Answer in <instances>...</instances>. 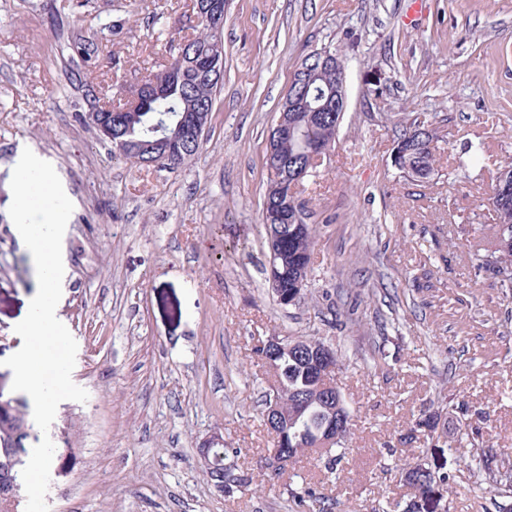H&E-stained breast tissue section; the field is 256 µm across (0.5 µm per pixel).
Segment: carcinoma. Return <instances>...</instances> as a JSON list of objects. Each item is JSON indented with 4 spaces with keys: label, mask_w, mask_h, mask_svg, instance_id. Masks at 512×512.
<instances>
[{
    "label": "carcinoma",
    "mask_w": 512,
    "mask_h": 512,
    "mask_svg": "<svg viewBox=\"0 0 512 512\" xmlns=\"http://www.w3.org/2000/svg\"><path fill=\"white\" fill-rule=\"evenodd\" d=\"M196 35L192 37L189 48L203 49L212 40L210 36V21L199 16L194 24ZM180 74L178 82L168 81V70ZM150 75L161 87V94L147 98L131 112L127 104L118 98V92L111 86L99 84L106 92L105 118L112 122V131L122 132L123 137L133 140H151L161 135H171L175 132L178 121L191 116L194 112L205 115L210 120L216 92L221 87L219 79L201 74L181 57L180 52L169 56L167 62ZM299 129L312 132L313 136L326 144L336 143V113L311 112L296 113ZM424 123L413 122L409 129L402 134L401 139L411 141L417 148L419 158L416 159V176L425 177L435 161L438 146H428L434 138L426 139L421 134ZM279 159L292 167L314 168L311 156L304 152L298 142L288 137L279 142L277 147ZM286 198L278 191L266 190L259 219V233L265 245H270L277 236L288 235V252L276 259L275 269L282 292L288 295V300L297 303L303 296L305 282L311 261V251L314 243V230L307 224L306 217L300 218V223H285L276 217L284 207ZM489 206L493 213L494 224L491 225L492 235L487 241L483 265L500 272L502 267L512 266V247L505 242L512 240V206L498 203L496 196L489 198ZM318 341L311 338H294L288 340L289 350L273 359L269 368L273 371L274 383L284 399L288 411V425L278 427L268 419H263V425L276 440V451L292 459L304 452L306 448L318 447L328 438L327 430L331 425L345 426L344 435L331 445V451L326 456L324 468L327 473H334V466L345 454L350 434V415L344 412L337 415L328 409L322 401L319 386L323 384L322 358L313 352ZM0 438L9 441L13 453L24 450L27 438V422L11 406H0ZM212 453L223 458L228 467H219L207 471L210 481L218 488L225 490L233 485L246 483L247 477L237 472V462L240 449L219 447ZM471 461L475 462L476 470L484 474V480L495 478L491 467V459L485 452H473ZM447 483L448 475L417 466L413 470L410 485L415 490L414 499L404 508V512H421V502L426 500L431 488L437 483ZM13 486L22 489L21 473L8 466L4 456L0 455V488ZM294 503L298 506L308 503L319 504V512H332L334 503L319 496L317 490L309 485L288 490Z\"/></svg>",
    "instance_id": "1"
}]
</instances>
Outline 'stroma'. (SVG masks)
<instances>
[{
    "label": "stroma",
    "instance_id": "obj_1",
    "mask_svg": "<svg viewBox=\"0 0 512 512\" xmlns=\"http://www.w3.org/2000/svg\"><path fill=\"white\" fill-rule=\"evenodd\" d=\"M189 0H0V396L75 449L50 474L49 512H300L311 484L333 512L408 503L396 459L442 467L448 512H512V301L479 271L487 198L512 163V0H226L224 81L197 155L174 171L115 156L88 118L77 42L100 44L104 78L146 74L191 36ZM346 64L336 145L301 188L315 245L299 306L265 281L258 233L269 131L298 63ZM440 150L427 179L391 163L413 121ZM57 172L74 209L62 240L57 318L77 342L73 382L48 433L3 366L35 288L9 216L19 151ZM275 335L323 341L353 415L333 481L313 455L269 478L261 413L272 379L254 349ZM497 460V486L467 468L466 425ZM253 482L218 491L198 448L212 433ZM288 493L291 495L294 503L297 506L306 505L309 507V503H316L319 504V511L320 512H331L333 510V506L335 503H332L331 500L320 497L319 493H317V490L310 485L301 486L298 488H290L288 490Z\"/></svg>",
    "mask_w": 512,
    "mask_h": 512
}]
</instances>
